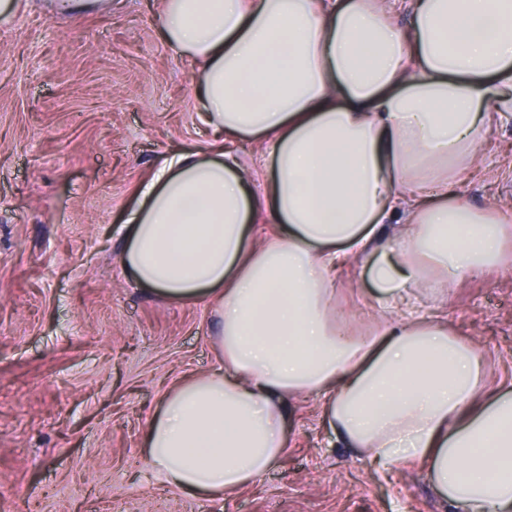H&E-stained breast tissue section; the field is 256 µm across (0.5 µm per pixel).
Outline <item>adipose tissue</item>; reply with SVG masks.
Returning a JSON list of instances; mask_svg holds the SVG:
<instances>
[{"mask_svg":"<svg viewBox=\"0 0 512 512\" xmlns=\"http://www.w3.org/2000/svg\"><path fill=\"white\" fill-rule=\"evenodd\" d=\"M163 0L162 39L199 66L207 150L171 154L125 220L122 267L172 301L211 300L222 365L181 380L145 434L171 486L219 498L287 450L314 394L376 470L411 465L451 512H512V382L444 313L447 288L507 256L512 211L454 196L512 122V0ZM266 144L263 192L232 143ZM277 231L254 238L261 213ZM364 262L368 333L338 308Z\"/></svg>","mask_w":512,"mask_h":512,"instance_id":"adipose-tissue-1","label":"adipose tissue"}]
</instances>
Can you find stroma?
I'll return each mask as SVG.
<instances>
[{"label": "stroma", "instance_id": "obj_1", "mask_svg": "<svg viewBox=\"0 0 512 512\" xmlns=\"http://www.w3.org/2000/svg\"><path fill=\"white\" fill-rule=\"evenodd\" d=\"M159 0L58 17L47 0L0 24V512H449L412 469L382 475L328 433L316 396L293 400L288 451L254 484L190 497L146 462L165 395L219 366L208 300L173 302L122 269L125 218L158 164L211 133L197 66L159 36ZM512 206V126L458 187ZM371 286L340 280L349 323ZM460 337L512 379V262L450 287Z\"/></svg>", "mask_w": 512, "mask_h": 512}]
</instances>
